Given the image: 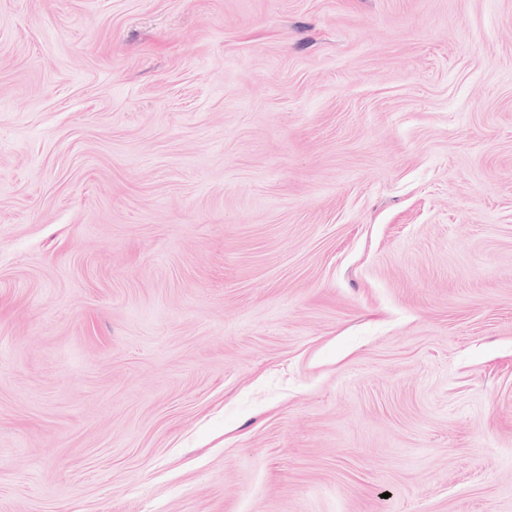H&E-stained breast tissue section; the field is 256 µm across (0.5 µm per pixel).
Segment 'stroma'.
I'll return each instance as SVG.
<instances>
[{"mask_svg":"<svg viewBox=\"0 0 512 512\" xmlns=\"http://www.w3.org/2000/svg\"><path fill=\"white\" fill-rule=\"evenodd\" d=\"M0 512H512V0H0Z\"/></svg>","mask_w":512,"mask_h":512,"instance_id":"stroma-1","label":"stroma"}]
</instances>
